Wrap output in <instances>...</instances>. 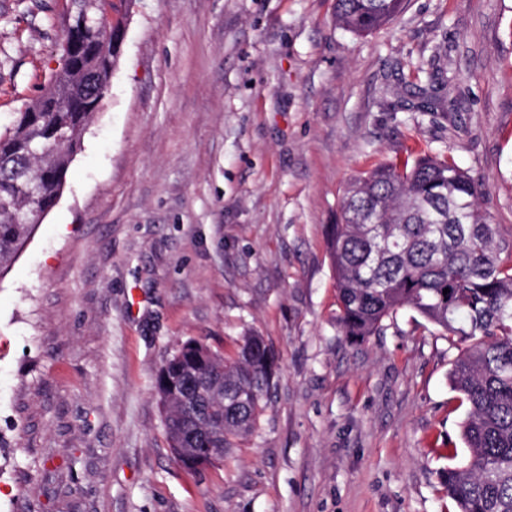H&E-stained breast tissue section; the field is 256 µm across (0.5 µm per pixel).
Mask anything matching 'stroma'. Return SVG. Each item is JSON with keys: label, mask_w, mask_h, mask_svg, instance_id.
<instances>
[{"label": "stroma", "mask_w": 512, "mask_h": 512, "mask_svg": "<svg viewBox=\"0 0 512 512\" xmlns=\"http://www.w3.org/2000/svg\"><path fill=\"white\" fill-rule=\"evenodd\" d=\"M68 0H0V122L46 87ZM432 85L447 115L416 108ZM447 155L512 229V0H133L61 197L0 277V512H454L466 408L438 327L353 344L327 250L347 182ZM278 374L223 463L177 462L155 392L190 339ZM403 0H336V23L355 35H367L391 22Z\"/></svg>", "instance_id": "obj_1"}]
</instances>
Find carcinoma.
Returning a JSON list of instances; mask_svg holds the SVG:
<instances>
[{"mask_svg":"<svg viewBox=\"0 0 512 512\" xmlns=\"http://www.w3.org/2000/svg\"><path fill=\"white\" fill-rule=\"evenodd\" d=\"M107 18L87 0H69L60 62L43 90L42 111L19 112L0 126V272L8 268L41 213L62 193L67 171L120 61L121 9ZM403 0H336V23L367 35L391 22ZM417 109L443 111L418 87ZM472 175L444 155L382 162L347 186L328 250L336 287V328L351 342L381 335L399 310L415 311L448 335L458 354L449 379L467 404L463 455L448 453L441 473L456 512H512V231L482 206ZM449 293H443V289ZM467 347L459 349V344ZM277 376L265 337H243L233 356L196 339L160 366L155 389L171 450L201 471L252 436Z\"/></svg>","mask_w":512,"mask_h":512,"instance_id":"obj_1","label":"carcinoma"}]
</instances>
